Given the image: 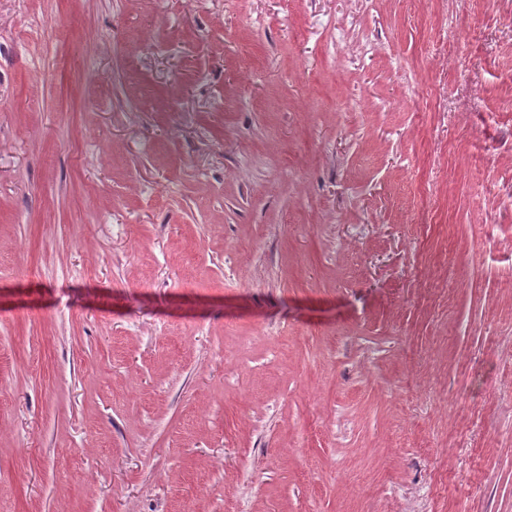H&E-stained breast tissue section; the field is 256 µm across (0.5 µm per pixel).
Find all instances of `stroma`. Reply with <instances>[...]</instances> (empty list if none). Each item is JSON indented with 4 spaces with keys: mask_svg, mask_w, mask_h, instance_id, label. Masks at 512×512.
Masks as SVG:
<instances>
[{
    "mask_svg": "<svg viewBox=\"0 0 512 512\" xmlns=\"http://www.w3.org/2000/svg\"><path fill=\"white\" fill-rule=\"evenodd\" d=\"M0 512H512V0H0Z\"/></svg>",
    "mask_w": 512,
    "mask_h": 512,
    "instance_id": "obj_1",
    "label": "stroma"
}]
</instances>
